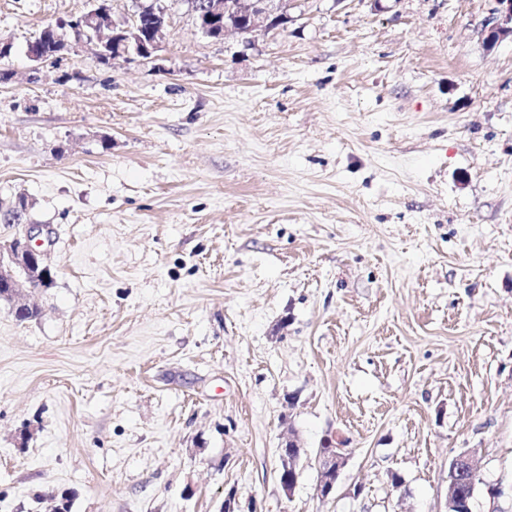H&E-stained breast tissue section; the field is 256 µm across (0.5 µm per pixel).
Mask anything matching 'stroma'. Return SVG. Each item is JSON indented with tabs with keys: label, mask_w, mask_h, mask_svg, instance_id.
<instances>
[{
	"label": "stroma",
	"mask_w": 512,
	"mask_h": 512,
	"mask_svg": "<svg viewBox=\"0 0 512 512\" xmlns=\"http://www.w3.org/2000/svg\"><path fill=\"white\" fill-rule=\"evenodd\" d=\"M157 3L156 62L84 47L35 74L28 43L91 0H0V212L28 201L54 279L37 320L0 303V512H445L462 452L500 492L475 512H512L493 0H294L249 51ZM292 444L294 447H289ZM281 448H285L286 451L293 452L294 448H304L300 440L295 436H289L288 439L282 443ZM280 448L279 454V468L278 475L282 489L285 492H292L295 484L297 483L299 471L298 465L302 455L289 457L285 455ZM342 446L341 442H338L336 446L330 445L327 450L318 448L316 452L319 476L317 494L323 499H328L335 493L340 474L346 466L347 453Z\"/></svg>",
	"instance_id": "35a3bbf8"
}]
</instances>
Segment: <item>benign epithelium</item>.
<instances>
[{
	"mask_svg": "<svg viewBox=\"0 0 512 512\" xmlns=\"http://www.w3.org/2000/svg\"><path fill=\"white\" fill-rule=\"evenodd\" d=\"M196 28L205 37L223 40L236 37L244 48L253 46L252 36L262 30L276 33L288 29L295 22L289 12L292 0H186ZM496 7L492 17L482 29L483 45L492 50L499 44L512 42V0H494ZM148 9L143 0H136V10L131 20L117 23L113 20L106 0H92V8L86 13L48 27L54 33V41L38 52L28 54L34 68L56 61L78 50L82 45L98 42L97 56L112 59V50H121V58H137L142 62H154L166 35L165 11L155 16L148 38H143L137 19ZM42 227L20 222L11 243L0 250V284L7 290L0 299L14 304L24 294H33L50 286L52 276L45 262V251L39 242ZM301 456L279 454L278 475L282 489L291 493L297 483ZM318 466L317 494L327 499L336 490L340 474L347 463V453L341 443L316 452ZM475 466L468 453L463 452L451 459L448 467V501H453L456 485L460 481L474 484Z\"/></svg>",
	"mask_w": 512,
	"mask_h": 512,
	"instance_id": "1",
	"label": "benign epithelium"
}]
</instances>
